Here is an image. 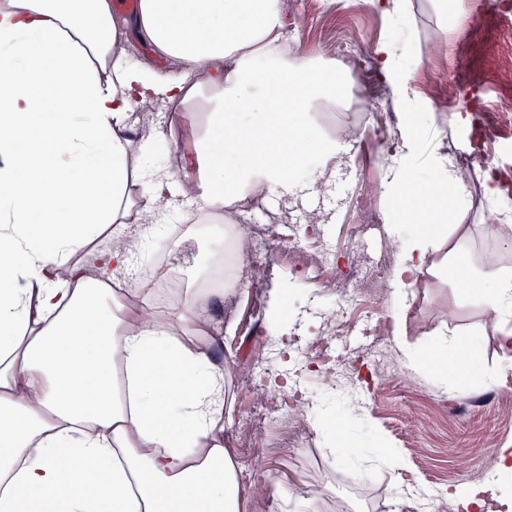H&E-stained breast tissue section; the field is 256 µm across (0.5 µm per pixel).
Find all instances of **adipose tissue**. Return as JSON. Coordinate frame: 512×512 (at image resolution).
<instances>
[{
    "mask_svg": "<svg viewBox=\"0 0 512 512\" xmlns=\"http://www.w3.org/2000/svg\"><path fill=\"white\" fill-rule=\"evenodd\" d=\"M288 0H0V512H251L280 490L243 482L226 446L227 374L215 362L211 308L220 293L188 291L177 313L145 320L113 303L130 251L106 247L95 268L74 254L111 229L142 225L176 195L213 213L247 191L303 198L345 161V139L317 112L343 95L326 74L282 54ZM139 41L150 51L132 59ZM401 111L383 151L401 223L387 284L394 328L405 289L440 272L446 242L462 250L471 192L461 168L436 156L427 180L410 166L432 115L413 109L410 69L391 38L373 45ZM187 70L162 82L159 65ZM205 113L200 176L174 183L155 158L165 141L138 115L158 97ZM497 221L482 231L512 253V204L500 176L480 179ZM463 295L512 346V269L465 264ZM188 323L189 336L176 333ZM472 344L442 340L414 366L454 360L472 370Z\"/></svg>",
    "mask_w": 512,
    "mask_h": 512,
    "instance_id": "ef3b65f1",
    "label": "adipose tissue"
}]
</instances>
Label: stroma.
<instances>
[{
    "instance_id": "stroma-1",
    "label": "stroma",
    "mask_w": 512,
    "mask_h": 512,
    "mask_svg": "<svg viewBox=\"0 0 512 512\" xmlns=\"http://www.w3.org/2000/svg\"><path fill=\"white\" fill-rule=\"evenodd\" d=\"M413 14L390 22L368 0H293L283 16V40L297 55L342 62L352 83L342 102L319 115L327 131L351 130L348 164L337 167L329 192L314 199L272 194L266 208L244 218L267 228L273 248L232 302L213 307L220 337L216 357L229 373L230 451L246 479L264 474L294 497L316 481L324 493L346 500L352 512H409L410 497H397L396 485H420L439 494L451 485L495 488L482 465L486 451L512 445V349L489 323L485 310L464 301L452 275L423 274L407 289L405 321L394 333L385 299L358 297L344 313L349 335H328L323 322L336 309L338 291L360 255L395 262L390 233L392 198L388 165L381 148L399 133L397 109L383 82L371 83V48L380 37H408L415 64L412 86L421 111L435 119L422 131L414 166L425 171L435 154L463 158L462 137L453 113L465 109L454 91L473 94L477 111L488 113L506 136L488 144L484 160L512 172V12L499 0H462L464 26L450 30L430 0H413ZM154 119L169 133L157 156L178 183L198 178L197 138L205 121L167 99H158ZM328 223L304 226L310 209ZM487 214L473 193L463 222L470 239L459 262H479L493 250L479 226ZM300 226V240L289 238L287 223ZM329 248L333 259L316 264ZM288 333L267 326L270 300L281 287ZM478 335L475 373L462 377L453 362L433 370L409 367L407 356L446 339ZM394 364L391 374L376 370L378 356ZM290 387H283V377ZM311 403L304 433L294 417ZM402 456L393 471L378 461L379 450ZM355 467L358 481L345 479Z\"/></svg>"
}]
</instances>
